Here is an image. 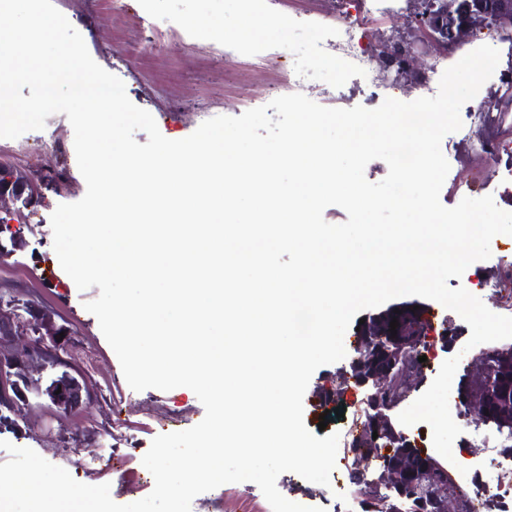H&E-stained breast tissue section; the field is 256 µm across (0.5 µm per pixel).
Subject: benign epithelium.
Wrapping results in <instances>:
<instances>
[{
    "label": "benign epithelium",
    "mask_w": 512,
    "mask_h": 512,
    "mask_svg": "<svg viewBox=\"0 0 512 512\" xmlns=\"http://www.w3.org/2000/svg\"><path fill=\"white\" fill-rule=\"evenodd\" d=\"M413 3L403 31L394 40L382 45L379 57L386 61V67H396L398 78L415 87L425 86L428 59L455 49L479 26L497 27L503 31L504 39L512 41V0H487V4L468 12L461 11L458 0H413ZM16 204L13 194L0 189V231L14 223ZM20 334L33 335L27 353L21 358L11 352L13 339ZM417 336L418 342L396 348L389 367L368 376L358 375L352 380L345 378L336 386V397L339 398L352 390L349 385L351 381L357 386L372 384L374 392L367 396L361 431L370 435L378 434V439L374 440L376 444L389 436L397 442L405 438L395 428L390 416L400 399L384 401L382 396L392 389L404 399L423 381L421 369L416 365L409 366L408 361L415 354H434V337L422 325L417 327ZM59 337V326L39 305L30 302L21 309L12 299L0 300V397L8 400V410L13 411L28 404V393L32 391L47 397L53 406L64 410L94 402L95 393L82 376L67 374L66 387L59 394L53 388L42 390L33 386L29 377L32 368L66 366L62 357L58 356V349L63 346ZM491 354L500 356L505 351L493 349L488 354L483 352L477 356V376L469 380L462 391L465 417L477 414L484 421L494 422L499 432L508 434L512 432V424L499 420L487 403L472 396L473 390H486L494 385L489 360ZM383 447L391 449L395 460L382 469L377 478L368 476L366 467L356 465L352 472L353 481L364 486L360 492L362 504H372L376 512H398L394 500L402 485L403 456L390 443L383 444ZM428 473L433 482L450 490L443 502L442 512H464L467 495L456 488L448 469L432 459L428 464Z\"/></svg>",
    "instance_id": "benign-epithelium-1"
}]
</instances>
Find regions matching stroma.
<instances>
[{
    "label": "stroma",
    "instance_id": "1",
    "mask_svg": "<svg viewBox=\"0 0 512 512\" xmlns=\"http://www.w3.org/2000/svg\"><path fill=\"white\" fill-rule=\"evenodd\" d=\"M83 36L90 55L125 84L128 98L150 112L160 133L171 140L187 137L204 121L238 116L276 97L301 93L328 108L378 107L384 98L409 102L436 95L438 75L425 87L383 79L378 45L401 28L410 9L408 0L389 7L386 0H53ZM260 18L266 31L246 38L241 29L248 18ZM352 21L363 54L372 59L373 78L349 72L343 81L334 75L343 62L321 56L311 47V26H331ZM154 44H147V34ZM500 53L498 66L460 111L463 126L446 135L441 150L450 171L440 193L445 207L462 198L493 195L496 205L512 212V111L485 113L482 103L490 91L503 88L512 76V44L493 28H480L444 57L453 65L481 45ZM19 173L42 171L37 203L23 210L20 224L0 234V293L20 302H33L49 312L67 330L61 353L73 369L88 379L96 393L94 403L67 413L59 412L37 394L28 405L11 412L10 426L0 427V440L29 447L49 462L64 467L82 483L110 484L112 499L127 504L146 497L154 487L142 458L152 440L161 434L198 424L205 410L192 390L149 388L132 390L120 363L104 338L97 318L85 302L98 297L99 288L78 290L63 271L53 249L50 217L59 204L79 201L86 183L76 161L74 132L66 115L56 113L43 130L16 139H0V165ZM491 256L470 265L462 277L449 278V287H464L492 312L500 299L493 284L504 262L512 261V236L497 235ZM416 307L420 319L429 321L433 335L450 340L438 345L435 367L453 356L461 361L453 394L471 377L476 355L465 351L471 329L455 312L436 301L403 296L363 310L362 318L385 316L399 306ZM349 360L319 367L304 395V422L318 432L349 430L362 406L365 390L344 402L332 395L336 381L350 373ZM344 405V417L335 408ZM502 435L491 423L466 420L453 444L458 461L486 459V446ZM352 457L339 449L329 486L311 483L292 472L277 479L278 490L289 500L325 512H357L359 488L350 478ZM191 512H272L260 488L252 482L228 483L198 495Z\"/></svg>",
    "mask_w": 512,
    "mask_h": 512
}]
</instances>
